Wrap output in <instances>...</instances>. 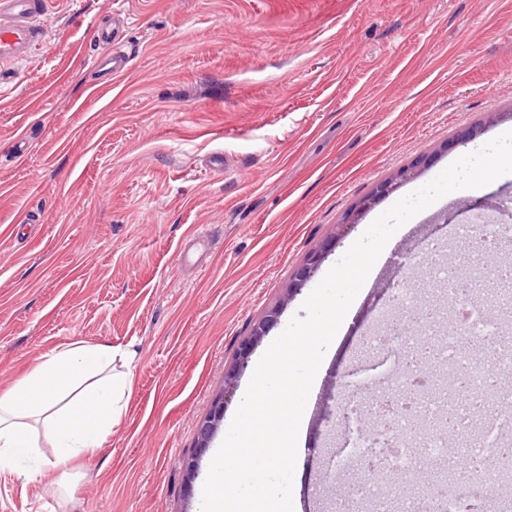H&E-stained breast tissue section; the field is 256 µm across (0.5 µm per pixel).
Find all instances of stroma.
I'll use <instances>...</instances> for the list:
<instances>
[{
  "mask_svg": "<svg viewBox=\"0 0 512 512\" xmlns=\"http://www.w3.org/2000/svg\"><path fill=\"white\" fill-rule=\"evenodd\" d=\"M118 10L130 62L115 79L92 30ZM477 127L486 141L512 129V0H53L33 59L0 64V390L73 341L137 356L127 411L76 461L69 495L0 470V512H199L252 366L365 229L465 155ZM480 212L512 225V178L427 210L361 289L308 399L294 512L327 497L341 400L375 361L368 338L413 252ZM275 306L226 390L241 341ZM220 396L212 450L187 481ZM327 247L323 244L318 250L312 252L307 258L300 264L296 270L293 278V282L290 288H288V299L289 297L298 290V285H302L309 278L313 276L319 265L325 258ZM224 402L223 400L215 403L211 413L198 426L197 441L198 445L194 456L189 458L185 463V469L188 481H193L198 473L199 457L209 447V443L217 431L218 425L224 418Z\"/></svg>",
  "mask_w": 512,
  "mask_h": 512,
  "instance_id": "1",
  "label": "stroma"
}]
</instances>
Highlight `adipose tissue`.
<instances>
[{"label": "adipose tissue", "mask_w": 512, "mask_h": 512, "mask_svg": "<svg viewBox=\"0 0 512 512\" xmlns=\"http://www.w3.org/2000/svg\"><path fill=\"white\" fill-rule=\"evenodd\" d=\"M135 357L124 351L118 371L112 346L82 341L43 355L0 391V469L31 458L34 467L20 472L25 481L46 470L70 476L72 462L101 447L125 414ZM43 442L51 455L39 452Z\"/></svg>", "instance_id": "ef3b65f1"}]
</instances>
